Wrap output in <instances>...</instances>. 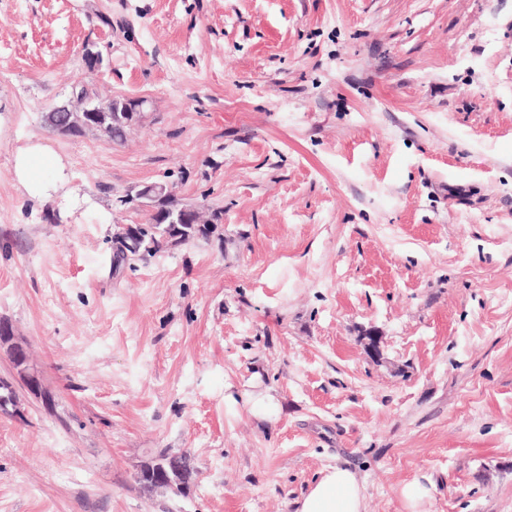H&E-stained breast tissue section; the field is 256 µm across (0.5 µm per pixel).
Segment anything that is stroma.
I'll return each instance as SVG.
<instances>
[{"mask_svg": "<svg viewBox=\"0 0 512 512\" xmlns=\"http://www.w3.org/2000/svg\"><path fill=\"white\" fill-rule=\"evenodd\" d=\"M77 86L149 109L59 135ZM155 182L221 235L113 274ZM0 319L56 399L0 413V512H296L333 465L512 512V0H0ZM12 172L25 193L35 199L52 198L66 183L63 159L40 143L28 144L17 150Z\"/></svg>", "mask_w": 512, "mask_h": 512, "instance_id": "35a3bbf8", "label": "stroma"}]
</instances>
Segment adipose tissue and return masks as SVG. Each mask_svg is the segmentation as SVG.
<instances>
[{
	"instance_id": "adipose-tissue-1",
	"label": "adipose tissue",
	"mask_w": 512,
	"mask_h": 512,
	"mask_svg": "<svg viewBox=\"0 0 512 512\" xmlns=\"http://www.w3.org/2000/svg\"><path fill=\"white\" fill-rule=\"evenodd\" d=\"M12 172L25 193L35 199L52 198L66 183L63 159L39 143L17 150ZM297 512H366L364 488L350 468H328L303 494Z\"/></svg>"
}]
</instances>
